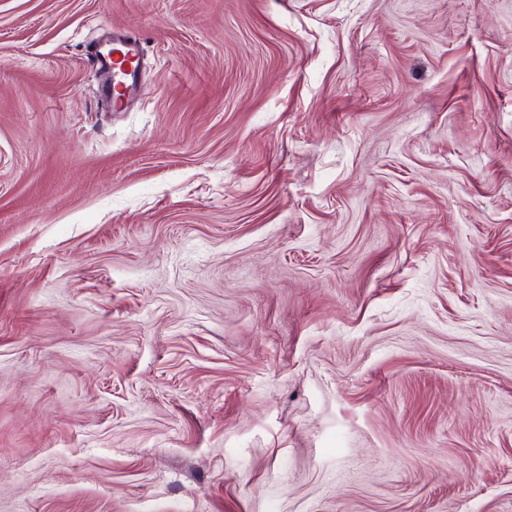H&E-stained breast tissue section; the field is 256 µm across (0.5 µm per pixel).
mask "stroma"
<instances>
[{
	"instance_id": "1",
	"label": "stroma",
	"mask_w": 512,
	"mask_h": 512,
	"mask_svg": "<svg viewBox=\"0 0 512 512\" xmlns=\"http://www.w3.org/2000/svg\"><path fill=\"white\" fill-rule=\"evenodd\" d=\"M0 512H512V0H0ZM115 48H118L124 60H113L114 81L112 80L113 91V109L114 111H122L128 102L132 87L138 76L140 68V50L139 44L135 37H127L124 39L113 38ZM126 60H131L133 68L125 71L123 65ZM117 79V81H115Z\"/></svg>"
}]
</instances>
